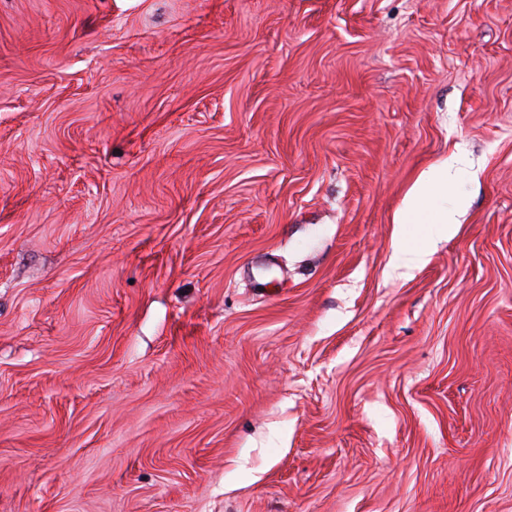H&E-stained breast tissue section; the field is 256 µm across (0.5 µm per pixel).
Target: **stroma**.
Listing matches in <instances>:
<instances>
[{
  "instance_id": "35a3bbf8",
  "label": "stroma",
  "mask_w": 512,
  "mask_h": 512,
  "mask_svg": "<svg viewBox=\"0 0 512 512\" xmlns=\"http://www.w3.org/2000/svg\"><path fill=\"white\" fill-rule=\"evenodd\" d=\"M0 512H512V0H0ZM455 156L424 172L408 192L396 224H408L411 217L427 208V202L437 195H447L448 187L458 178Z\"/></svg>"
}]
</instances>
